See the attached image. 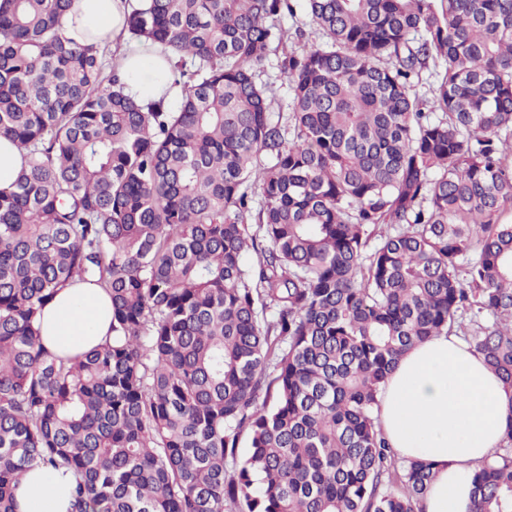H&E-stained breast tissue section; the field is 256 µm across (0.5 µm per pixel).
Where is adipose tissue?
<instances>
[{
  "instance_id": "1",
  "label": "adipose tissue",
  "mask_w": 512,
  "mask_h": 512,
  "mask_svg": "<svg viewBox=\"0 0 512 512\" xmlns=\"http://www.w3.org/2000/svg\"><path fill=\"white\" fill-rule=\"evenodd\" d=\"M67 31L91 44L123 40L122 0H74ZM119 64L127 92L143 102L159 99L173 83L161 54L128 49ZM111 318L103 289L72 283L43 308V344L59 356L82 354L111 340ZM380 422L399 456L432 463L425 512H471V475L505 440L512 399L467 343L443 334L401 358L381 394ZM73 480L32 468L15 490L18 512H69Z\"/></svg>"
}]
</instances>
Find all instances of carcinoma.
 <instances>
[{
  "label": "carcinoma",
  "instance_id": "cac0c4a2",
  "mask_svg": "<svg viewBox=\"0 0 512 512\" xmlns=\"http://www.w3.org/2000/svg\"><path fill=\"white\" fill-rule=\"evenodd\" d=\"M71 5L0 0V512L32 466L69 512H423L377 418L403 354L455 333L512 400V0H138L176 105L102 75ZM76 278L112 340L60 357L36 318ZM472 483L512 512V452ZM281 51L282 48H279L277 52L272 51L259 72V81L270 85L274 91L275 103L271 109V112H274L272 114L274 117L277 116L278 112L284 114L289 112L288 87L279 67L280 60L283 57ZM25 152L7 138L0 137V188L8 187L24 166Z\"/></svg>",
  "mask_w": 512,
  "mask_h": 512
}]
</instances>
